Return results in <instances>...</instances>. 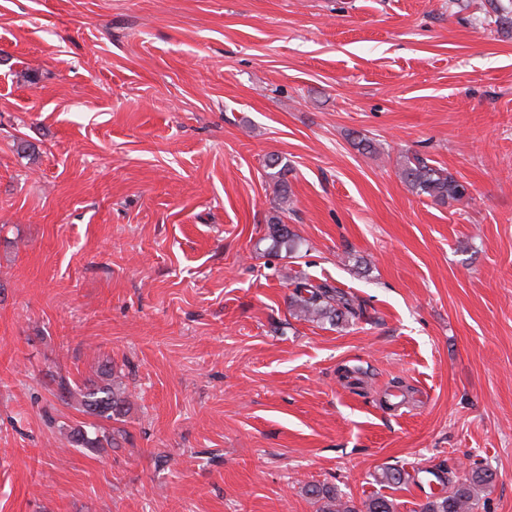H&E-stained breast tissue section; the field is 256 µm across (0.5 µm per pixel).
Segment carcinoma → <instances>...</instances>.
<instances>
[{
    "label": "carcinoma",
    "mask_w": 512,
    "mask_h": 512,
    "mask_svg": "<svg viewBox=\"0 0 512 512\" xmlns=\"http://www.w3.org/2000/svg\"><path fill=\"white\" fill-rule=\"evenodd\" d=\"M489 6L494 14V23L512 30V5H504L501 0H489ZM265 167L274 170L273 177L276 178L274 213L269 217V249H283L293 254L299 250L300 243L282 218L292 202L287 179L288 164L270 155L265 159ZM397 170L401 180L414 194L429 198L436 204L445 205L469 195V183L458 180L447 169L431 164L417 153L405 155L398 163ZM292 286L288 307L296 317L326 321L333 326L365 318L366 309L356 296L326 280L316 281L303 276L296 279ZM58 391L62 398H76L84 413L102 421L119 419L130 406L131 393L109 361L98 366L96 378L74 385L63 380L58 385ZM71 439L80 448L101 447L99 435H90L82 426L71 429ZM492 477L489 470L476 469L462 480H450L448 489L433 496L423 505L421 512H473L476 487L486 484ZM414 479L415 476L402 467L387 468L377 477V481L394 487L404 486ZM306 492L312 498L324 501L322 512H396L394 501L385 496H373L359 508L324 483H309Z\"/></svg>",
    "instance_id": "cac0c4a2"
}]
</instances>
